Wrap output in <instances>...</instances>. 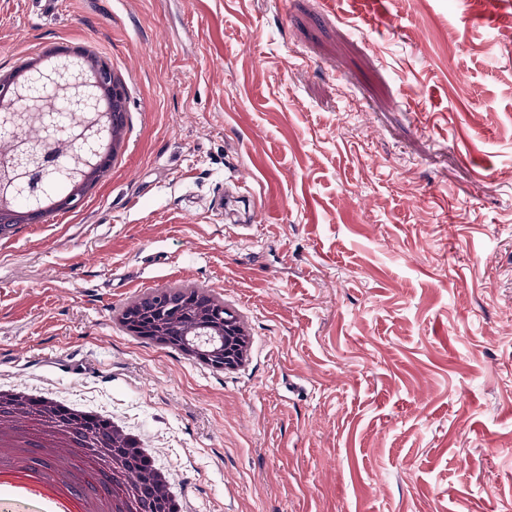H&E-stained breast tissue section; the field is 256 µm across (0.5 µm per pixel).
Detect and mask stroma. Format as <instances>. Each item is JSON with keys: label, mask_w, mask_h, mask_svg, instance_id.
<instances>
[{"label": "stroma", "mask_w": 512, "mask_h": 512, "mask_svg": "<svg viewBox=\"0 0 512 512\" xmlns=\"http://www.w3.org/2000/svg\"><path fill=\"white\" fill-rule=\"evenodd\" d=\"M63 40L125 77L129 149L0 244V386L121 418L187 512H512V0H0V73ZM181 277L247 367L113 329Z\"/></svg>", "instance_id": "35a3bbf8"}]
</instances>
